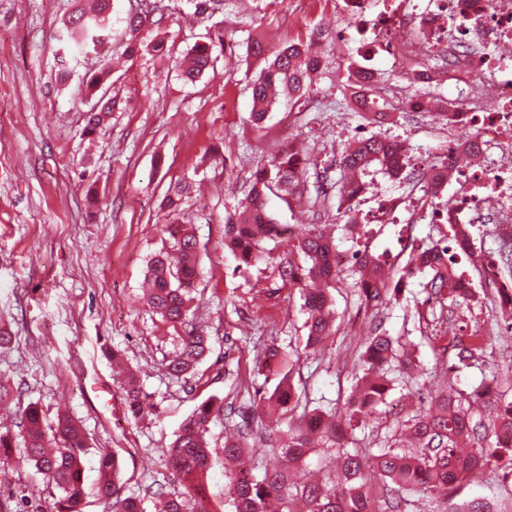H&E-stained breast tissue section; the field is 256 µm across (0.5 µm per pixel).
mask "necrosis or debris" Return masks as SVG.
<instances>
[{
  "mask_svg": "<svg viewBox=\"0 0 512 512\" xmlns=\"http://www.w3.org/2000/svg\"><path fill=\"white\" fill-rule=\"evenodd\" d=\"M390 2L377 14L370 11L371 0H342V9L375 40H391L397 72L427 83L430 72L419 60L436 54L449 82L494 88L490 106L480 95L449 100L439 159L424 171L427 179L453 189L448 223L468 227L481 220L488 235L512 244V171L496 166L512 160V80L501 77L505 56L490 52L494 46L512 48V0H448L444 12L432 0ZM461 126L473 127L474 136L456 138Z\"/></svg>",
  "mask_w": 512,
  "mask_h": 512,
  "instance_id": "obj_1",
  "label": "necrosis or debris"
}]
</instances>
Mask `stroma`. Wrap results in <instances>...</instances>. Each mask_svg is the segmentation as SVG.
<instances>
[{
	"label": "stroma",
	"instance_id": "1",
	"mask_svg": "<svg viewBox=\"0 0 512 512\" xmlns=\"http://www.w3.org/2000/svg\"><path fill=\"white\" fill-rule=\"evenodd\" d=\"M325 2L227 0L203 18L186 0H163L166 10L153 31L164 36L171 59L145 52L125 60L119 45L106 46L116 61L107 94L120 105L91 135L85 126L94 101L81 92L78 77L96 69L97 56L83 59L77 78L63 83L57 76L56 54L73 0H0V329L13 338L0 347V378L18 388L22 403L61 408L80 420L91 442L83 457L86 483L98 478V449L112 448L131 491L157 481L177 490L166 452L194 406L211 395L232 401L238 376L273 389L277 377L254 369L257 349L270 341L288 349L305 338L299 294L278 288L271 264L234 274L236 262L224 249L225 210L244 198L262 155L292 142L328 162L360 125L338 107L337 56L388 74L383 102L394 105L428 90L394 76L389 54L362 40L345 14L323 13ZM338 27L344 37L323 40L324 72L309 97L281 99L263 132H254L247 85L264 62L248 56V39H304L313 29ZM227 30L236 33L233 47L216 49L213 69L185 82L175 58ZM390 131L423 160L433 158L441 135L430 112H397ZM181 180L193 189L172 214L162 201ZM91 195L96 204H88ZM172 222L190 225L200 247L189 318L209 335L210 351L191 393L165 369L179 331L152 313L142 288L146 261L167 244L163 227ZM441 235L440 227L422 222L402 231L378 224L370 245L402 265L413 245ZM332 297L336 333L300 373L309 397L337 402V420L347 418L345 397L374 327L418 344L424 370L418 386L395 383L378 413L355 432L374 453L398 421L448 382L444 358L428 337L450 336L457 322L488 328L491 309H459L448 322L431 314L416 282L399 302L380 309L362 304L350 288L333 290ZM114 349L155 406L143 419L127 411L123 383L107 357ZM510 362L512 335L494 337L480 364L462 370L457 386L471 390ZM54 493L31 467L0 468V512H39Z\"/></svg>",
	"mask_w": 512,
	"mask_h": 512
}]
</instances>
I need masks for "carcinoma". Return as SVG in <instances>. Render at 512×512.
I'll list each match as a JSON object with an SVG mask.
<instances>
[{"instance_id":"cac0c4a2","label":"carcinoma","mask_w":512,"mask_h":512,"mask_svg":"<svg viewBox=\"0 0 512 512\" xmlns=\"http://www.w3.org/2000/svg\"><path fill=\"white\" fill-rule=\"evenodd\" d=\"M75 0V8L66 25V40L60 48L59 77L63 82L74 75L77 55L98 52L111 43L112 0H94L91 10ZM151 11H132L123 22L128 30L124 53L135 56L148 50L156 54L169 52L162 40L143 44L139 35L153 24ZM212 43H196L176 61V68L186 82H195L213 67ZM248 53L266 61V66L251 81L249 89L254 103L250 113L252 127L260 131L280 97L299 102L309 96L316 78L322 72V61L312 39L290 41L271 51L266 43L253 39ZM111 79L110 65L83 80L87 96H95ZM382 82L373 71L351 62L346 66V87L342 108L360 118L372 117L383 126L392 122L395 113L380 109ZM118 106L114 98H99L96 110L88 113L86 131L93 133L102 115ZM411 150L406 141L385 132L369 131L346 144L335 160L336 177L329 168L319 167L317 160L302 145H286L281 151L264 156L253 169L246 197L227 212L224 224V248L237 264L233 273L245 275L250 268L267 261L270 252L265 244L272 239L266 225L277 220L267 209V196L282 193L290 198H302L309 192L307 178H314L315 207L328 200V189L338 200L336 223L349 231L357 229L355 214L367 193L366 185L373 176L385 172L397 178L405 167ZM423 198L430 208L428 217L435 219L437 207H447L438 201L437 187L418 179ZM192 189L189 183H178L170 189L165 207L176 210L178 202ZM170 247L162 248L147 261V304L165 322L176 327L187 323L189 294L198 276V243L185 224H170L166 229ZM283 249L275 262L276 278L282 288H295L302 300L307 336L303 351L285 352L275 343L257 350V371L279 373L285 358L293 360L288 372L270 392H255L239 407H225L224 402L210 397L195 407L180 425L170 444L167 464L183 491L171 493L163 485L148 487L146 492L164 500L163 512H223L222 506L211 500L206 491L208 473L213 466L209 438L213 429L224 425V409L233 417L234 434L224 437V459L242 461L248 441L257 445L256 456L270 453L276 464L265 467L259 476L240 475L236 471L225 484L224 503L230 512H379L377 499L372 496L366 471L377 474L383 485L385 508L395 512L400 507L401 492L419 494L430 512L449 504L455 490L467 480L474 469L488 470L502 483L512 482V394L504 391L488 395L489 388L478 386L466 393L448 384V391L435 394L411 417L398 422V431L372 454L349 440L336 426L331 407H310L312 399L297 392L293 371L302 356L320 350L323 340L336 333L335 312L331 290L342 284L355 289L364 304L374 308L398 300L405 290L406 280L423 272L429 275L425 288L427 301L441 307L470 305L481 297L457 288L463 271L462 260L473 261L472 255L458 247V233L448 225V233L436 241L414 250L408 265L395 267L374 255L369 245L347 257V274L336 269V240L324 224H310L301 236L282 239ZM488 336L474 329L468 334L453 333L441 347V354L454 352L457 363L448 367L454 371L478 363ZM411 342L401 341L385 332L375 331L367 337L358 366L357 382L347 398V410L352 420L372 416L386 401L392 390V376L404 374L416 382L420 365L410 350ZM209 351V337L189 331L181 337L179 350L166 361L169 375L193 386L197 366ZM128 411L135 419L150 414L153 405L130 376L125 387ZM488 402L494 419L487 423L474 419L473 404ZM407 432L414 441L411 452L401 450L399 434ZM20 443L23 455L18 460L6 452L12 447L10 431L0 433V467L27 464L34 474L54 486L59 495L53 498L50 512H84L88 499L107 506V512H144L143 498L126 493L119 477L117 456L110 449L98 452L101 471L112 478L90 487L85 484L82 456L89 448V439L80 422L60 409L48 413L30 402L20 408ZM313 448L335 452L338 470L326 471L313 483L294 481L292 469Z\"/></svg>"}]
</instances>
